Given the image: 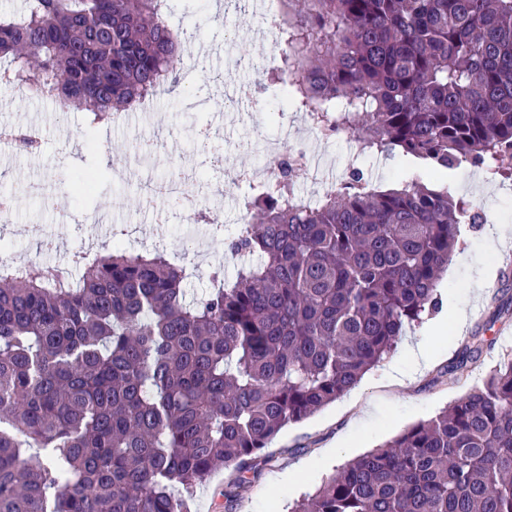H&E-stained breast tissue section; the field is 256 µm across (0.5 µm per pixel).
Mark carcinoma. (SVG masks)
<instances>
[{"instance_id": "1", "label": "carcinoma", "mask_w": 512, "mask_h": 512, "mask_svg": "<svg viewBox=\"0 0 512 512\" xmlns=\"http://www.w3.org/2000/svg\"><path fill=\"white\" fill-rule=\"evenodd\" d=\"M289 106L363 154L432 175L512 159V0H279ZM166 0H28L0 19V80L99 122L179 80ZM298 169L245 202L251 256L186 299L184 268L122 248L75 280L0 275V512H187L213 470L227 506L276 435L335 401L439 311L459 225L440 182L379 191L354 168L316 203ZM293 512H512V358L484 386L338 470Z\"/></svg>"}]
</instances>
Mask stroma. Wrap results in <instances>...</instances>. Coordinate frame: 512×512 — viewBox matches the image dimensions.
<instances>
[{
    "instance_id": "stroma-1",
    "label": "stroma",
    "mask_w": 512,
    "mask_h": 512,
    "mask_svg": "<svg viewBox=\"0 0 512 512\" xmlns=\"http://www.w3.org/2000/svg\"><path fill=\"white\" fill-rule=\"evenodd\" d=\"M222 2L168 0L165 16L169 25L192 35L183 45L188 68L181 71L178 85L153 98L151 111L126 113L121 125L91 126L89 113L25 96L17 86L0 83V126L32 121L42 127L47 139L39 156L13 155L0 160V186L15 191L23 182L45 180L61 206L85 216L109 214L114 233L138 225L129 250H159L189 269L187 292L192 297L207 291L213 268H222L226 277H233L242 257L231 255L224 242H208L207 228L184 223L177 211H170L167 224L153 223L139 208L135 185L145 177L164 178L176 160L185 172L202 171L196 128L209 126V144L223 156L222 172L211 174L210 179L221 189L215 203L223 213L226 238L233 236L240 222V201L247 193L235 175L262 163L269 141L286 150L298 145L304 148L308 172L295 188L315 200L347 177V159L353 154L364 180L378 190L398 189L427 176L423 166L400 151L361 157L349 132L323 136L305 113L283 110L279 91L273 87L252 108L221 118L208 110L185 109L186 96L197 93L206 98L218 93L215 77L224 72L227 55H244L253 61V69L232 77L244 85L259 80L266 63L281 52L280 44L264 33L262 23L276 12L278 0H252L251 8L229 16ZM145 137L155 144L146 167L137 174H126V164ZM90 168L97 169L98 179L88 197L59 181L61 172L76 176ZM443 180L453 195L479 213L481 221L460 227L459 244L440 283L442 308L433 321L408 328L396 350L343 397L283 429L263 450L255 477L241 489L233 506L225 504L224 487L235 473L219 469L195 488L189 499L190 512H288L294 501L335 470L482 387L501 359L512 354V236L503 242L494 234L498 228L512 229V179L465 163L444 173ZM54 221V212L42 200L19 198L13 223L0 224V241L22 265L34 258L55 264L87 246L101 253L112 248V238L100 236L98 228L89 223L65 227L57 237V249L49 252L22 232L24 225ZM465 302L470 305L465 322L452 326L455 307ZM437 322L444 325V332H433ZM423 341L431 347L432 361L415 374L409 351ZM477 344L482 347L479 361L464 372L455 371L462 347ZM337 444L343 445V452L324 458V450ZM301 467L308 468L307 478L281 492L282 478Z\"/></svg>"
}]
</instances>
